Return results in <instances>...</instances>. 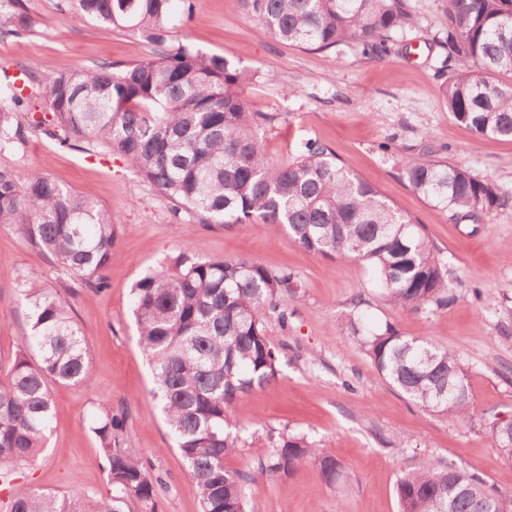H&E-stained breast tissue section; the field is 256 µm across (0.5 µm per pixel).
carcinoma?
Listing matches in <instances>:
<instances>
[{"label": "carcinoma", "mask_w": 512, "mask_h": 512, "mask_svg": "<svg viewBox=\"0 0 512 512\" xmlns=\"http://www.w3.org/2000/svg\"><path fill=\"white\" fill-rule=\"evenodd\" d=\"M61 0L98 28L139 32L153 55L137 63L103 62L45 76L47 113L22 122L21 98L6 84L0 94V142L22 144L30 129L59 145L102 146L120 155L172 203L171 215L202 224H270L288 229L305 250L352 258L376 273L392 306L432 313L453 298L448 264L423 228L399 212L368 181L346 169L327 146L308 140L286 166L267 158L260 132L276 116L250 112L241 88L250 74L221 55L172 38L193 11L192 0ZM248 18L278 41L328 50L357 43L375 59L392 35L415 24L408 0H242ZM31 26L27 0H0V37ZM442 50V101L453 117L482 138L512 139V0H448ZM402 177L426 199L464 217L512 205V190L475 177L468 168L405 158ZM0 224H11L50 255L75 284L108 287L112 255L129 227L92 196L34 171L21 182L0 167ZM301 282L244 258L197 259L182 251L131 288L138 342L151 367L154 395L183 456L202 512H248L251 474L227 467L238 449L232 407L275 382L281 349L264 318L300 299ZM30 333L0 365V475L31 464L51 432L50 383L76 385L88 374L84 339L69 302L38 276L18 282ZM501 330L512 328V296L488 303ZM379 374L422 410L459 426L474 419L469 379L460 356L426 337L402 335L390 322L352 315L340 324ZM501 457L512 461V419L483 414ZM125 418L104 409L89 426L99 442L110 490L101 496L12 493L8 512H130L138 502L155 512L160 477L147 457L124 447ZM315 464L335 483L341 464L305 435L282 439L263 470L287 474ZM400 512H512V499L478 476L428 458L396 483Z\"/></svg>", "instance_id": "carcinoma-1"}]
</instances>
